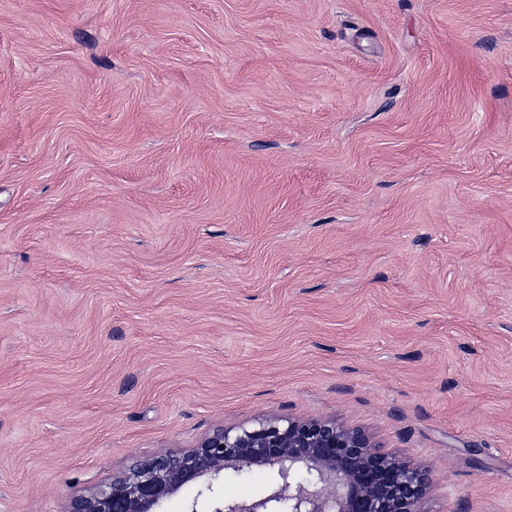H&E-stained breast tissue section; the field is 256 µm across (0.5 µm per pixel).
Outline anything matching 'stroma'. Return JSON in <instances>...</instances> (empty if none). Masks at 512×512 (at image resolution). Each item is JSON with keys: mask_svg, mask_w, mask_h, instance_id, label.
I'll list each match as a JSON object with an SVG mask.
<instances>
[{"mask_svg": "<svg viewBox=\"0 0 512 512\" xmlns=\"http://www.w3.org/2000/svg\"><path fill=\"white\" fill-rule=\"evenodd\" d=\"M270 416L512 512V0H0V512Z\"/></svg>", "mask_w": 512, "mask_h": 512, "instance_id": "1", "label": "stroma"}]
</instances>
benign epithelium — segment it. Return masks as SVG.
I'll list each match as a JSON object with an SVG mask.
<instances>
[{
    "instance_id": "benign-epithelium-1",
    "label": "benign epithelium",
    "mask_w": 512,
    "mask_h": 512,
    "mask_svg": "<svg viewBox=\"0 0 512 512\" xmlns=\"http://www.w3.org/2000/svg\"><path fill=\"white\" fill-rule=\"evenodd\" d=\"M270 467L276 478L260 498L228 500L226 474ZM209 496L189 512H420L430 474L420 465L373 449L360 429L334 419L264 418L251 427L218 429L196 447L164 452L131 466L70 512H162L163 504L190 486Z\"/></svg>"
}]
</instances>
